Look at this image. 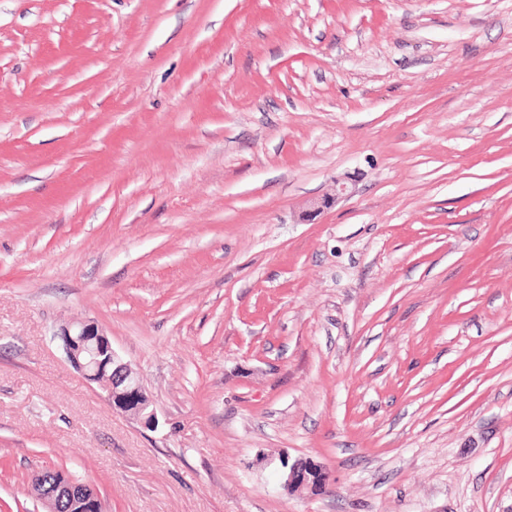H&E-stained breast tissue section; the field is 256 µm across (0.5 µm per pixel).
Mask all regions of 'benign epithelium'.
<instances>
[{
	"mask_svg": "<svg viewBox=\"0 0 512 512\" xmlns=\"http://www.w3.org/2000/svg\"><path fill=\"white\" fill-rule=\"evenodd\" d=\"M65 354L70 365L90 383L101 386L112 408L139 421L145 427L158 426L153 401L139 377L114 351L109 337L93 323L85 321L61 329ZM326 474L311 460H299L288 466L283 487L292 493L302 488L321 491ZM44 512H57L64 500L80 501L85 512H106L99 493L86 484L62 478L38 495Z\"/></svg>",
	"mask_w": 512,
	"mask_h": 512,
	"instance_id": "7a95c632",
	"label": "benign epithelium"
}]
</instances>
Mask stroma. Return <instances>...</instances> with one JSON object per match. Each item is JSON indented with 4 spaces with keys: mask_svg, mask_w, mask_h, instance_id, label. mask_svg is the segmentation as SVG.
Segmentation results:
<instances>
[{
    "mask_svg": "<svg viewBox=\"0 0 512 512\" xmlns=\"http://www.w3.org/2000/svg\"><path fill=\"white\" fill-rule=\"evenodd\" d=\"M47 466L108 512H512V0H0V512ZM70 365L107 393L112 408L139 421L146 428L158 426L153 401L139 377L114 351L109 337L93 323L77 322L61 329ZM103 375L105 382L99 381ZM284 475L283 487L292 493L302 488L322 491L326 486V474L311 460H299L291 465Z\"/></svg>",
    "mask_w": 512,
    "mask_h": 512,
    "instance_id": "35a3bbf8",
    "label": "stroma"
}]
</instances>
